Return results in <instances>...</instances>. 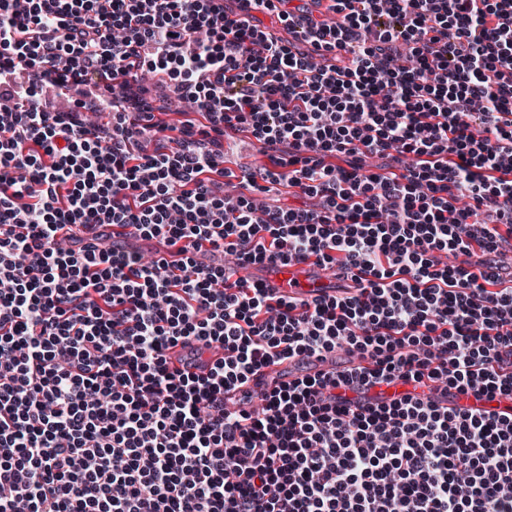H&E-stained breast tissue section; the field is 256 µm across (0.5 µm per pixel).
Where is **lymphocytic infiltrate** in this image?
Segmentation results:
<instances>
[{
    "instance_id": "f902f5d3",
    "label": "lymphocytic infiltrate",
    "mask_w": 512,
    "mask_h": 512,
    "mask_svg": "<svg viewBox=\"0 0 512 512\" xmlns=\"http://www.w3.org/2000/svg\"><path fill=\"white\" fill-rule=\"evenodd\" d=\"M333 2L331 26L253 0L308 17L297 44L224 0H0V512H512L511 415L343 395L512 392V0ZM146 71L206 121L179 151L134 149ZM240 125L269 165L220 196ZM339 254L354 294L234 277ZM333 352L370 364L234 397ZM290 191V194H288ZM265 201L282 207L283 209L301 207L304 204L315 203L314 198H310L307 195L301 193L299 188H290L283 185L274 186L273 190L265 195ZM290 368V364H271L267 367L262 368L252 379L243 387L239 392L241 396L242 391L250 392L255 399H259L261 396L269 392L273 387L277 386L281 380H287L288 378H281V373L286 369Z\"/></svg>"
}]
</instances>
